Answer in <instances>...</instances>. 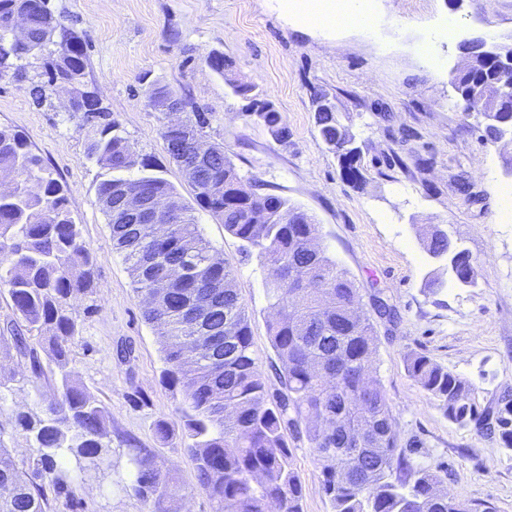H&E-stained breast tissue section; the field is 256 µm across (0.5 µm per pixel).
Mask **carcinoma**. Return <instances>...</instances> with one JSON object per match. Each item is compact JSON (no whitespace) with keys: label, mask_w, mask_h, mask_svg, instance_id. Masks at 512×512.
Here are the masks:
<instances>
[{"label":"carcinoma","mask_w":512,"mask_h":512,"mask_svg":"<svg viewBox=\"0 0 512 512\" xmlns=\"http://www.w3.org/2000/svg\"><path fill=\"white\" fill-rule=\"evenodd\" d=\"M27 20L26 44L13 39L14 21ZM48 60V81L35 88L63 85L86 67L80 37L63 26L47 0H0V77L23 75L32 59ZM207 64L241 97L246 116L264 124L280 142L288 129L280 124L266 94L226 75L231 63L219 55ZM495 64L454 78L461 98L479 112L485 136L496 143L512 135V112H495L499 87ZM187 127L203 135V112L185 113ZM323 143L339 158L342 178L358 187L365 170L363 152L349 125L336 111L317 112ZM87 156L105 171L97 196L111 230L112 246L129 265L144 317L159 335L167 368L163 380L182 392L181 408L199 485L212 512H302V488L295 475L288 433L306 436L322 465L323 489L334 512H475L448 496L439 470L415 467L416 446L399 447L395 424L380 381L369 371L376 330L365 313H351L360 299L354 281L319 243L313 218L288 198L257 191L244 180L224 146L196 168L194 200L242 242L243 254L257 252L267 270V323L279 361L281 390L268 394L253 350L250 319L233 271L216 259L199 231L193 208L163 176L162 167L141 156L109 120L93 125ZM170 159H191L186 137L162 129ZM0 176L19 178L14 191L0 194V285L8 286L14 318L4 323L12 346H0L30 366L32 378L46 373L35 344L48 342L57 372L53 394L40 414L18 412L15 425L39 455L19 466L0 441V512H49L46 488L64 508L82 507L70 488L62 458L98 466L111 452L108 410L68 370L79 324L71 299L92 290L91 252L69 208L62 184L18 133L0 127ZM127 193L164 199L172 211L164 238L150 224H123L120 199ZM426 253L446 252L448 235L434 224L422 228ZM454 277L475 282V265L465 250L452 249ZM183 267L188 275L164 288L153 283L160 270ZM210 285L209 322L184 315L197 299L195 281ZM321 288H304L303 282ZM410 377L453 422L487 425L472 402L469 384L429 356L406 358ZM496 424L512 442V400L502 399ZM131 492L159 505L174 501L179 486L148 455L134 459Z\"/></svg>","instance_id":"1"}]
</instances>
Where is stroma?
I'll return each mask as SVG.
<instances>
[{"instance_id":"1","label":"stroma","mask_w":512,"mask_h":512,"mask_svg":"<svg viewBox=\"0 0 512 512\" xmlns=\"http://www.w3.org/2000/svg\"><path fill=\"white\" fill-rule=\"evenodd\" d=\"M371 4L373 30L329 34L294 27L271 0H48L55 18L86 44L87 89L137 152L162 165L185 201L193 191L168 156L165 117L147 104L155 87L208 112L206 141L222 144L244 179L312 216L322 247L349 272L361 310L373 318L371 370L383 385L400 443L419 444L413 463L445 470L443 487L459 501L512 512V448L499 433L451 422L405 364L410 352L426 354L467 381L479 410L490 414L502 397H512V223L500 219L501 191L512 186V145L486 142L482 119L465 116L450 82L463 62L464 41L512 44V0ZM452 20L456 33L444 38ZM427 43L437 56L432 67L421 61ZM212 54L230 58L236 78L267 94L288 129L287 143L245 115L244 101L207 65ZM46 80L40 61L32 62L28 80L0 78V127L20 134L64 186L94 260L93 292L73 302L80 332L70 368L107 407L112 451L96 470L67 461L69 484L84 512H151L152 503L128 489L130 457L139 448L177 477L180 512H211L185 449L183 396L161 381V343L112 247L96 192L103 171L86 157L88 131L68 110V90L55 89L43 105L34 103L32 82ZM320 94L346 113L363 145L361 187L342 180L336 154L318 135ZM461 176L471 183V196L458 191ZM194 215L214 254L235 272L258 364L268 391H276L266 270L258 257L242 259L239 240L219 220L199 208ZM426 224L439 225L469 252L475 285L439 272L419 236ZM435 271L443 285L432 289L426 281ZM377 296L395 307V320L376 316ZM0 372L14 376L0 391V439L17 459L36 457L13 416L44 408L50 390L31 380L28 366L6 361ZM160 419L170 427L164 439L154 429ZM288 444L303 512H333L313 448L303 437Z\"/></svg>"}]
</instances>
